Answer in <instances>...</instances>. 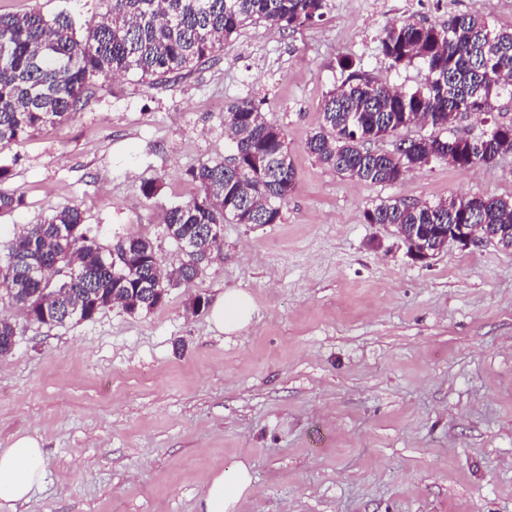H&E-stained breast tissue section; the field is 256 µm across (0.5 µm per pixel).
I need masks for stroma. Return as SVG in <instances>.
Instances as JSON below:
<instances>
[{
  "label": "stroma",
  "mask_w": 512,
  "mask_h": 512,
  "mask_svg": "<svg viewBox=\"0 0 512 512\" xmlns=\"http://www.w3.org/2000/svg\"><path fill=\"white\" fill-rule=\"evenodd\" d=\"M477 8L512 27V0H329L313 25H247L166 81L104 80L69 120L0 145L25 198L0 214V255L18 228L76 205L102 246L146 237L175 262L164 212L195 193L187 169L233 155L224 112L238 99L283 128L298 173L280 223L225 225L221 255L153 311L49 327L0 300L22 331L0 357V448L32 435L47 452L42 490L0 512H198L208 474L239 460L254 474L239 512H512V251L451 244L423 264L364 217L385 200L510 197L512 156L373 185L305 149L342 61L422 82L419 64L379 53L387 22ZM32 10L80 29L105 5L0 0L1 14ZM228 291L256 305L238 332L189 307Z\"/></svg>",
  "instance_id": "1"
}]
</instances>
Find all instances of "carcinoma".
Instances as JSON below:
<instances>
[{"label":"carcinoma","instance_id":"1","mask_svg":"<svg viewBox=\"0 0 512 512\" xmlns=\"http://www.w3.org/2000/svg\"><path fill=\"white\" fill-rule=\"evenodd\" d=\"M101 20L81 37L63 13L0 14V144L19 141L48 124L69 119L83 105L97 77L136 75L162 81L223 50L244 26L262 23L294 30L321 19L328 0H105ZM381 53L391 65L417 62L424 80L402 90L350 72L330 90L323 123L306 142L320 164L369 184H393L432 162L466 167L512 155V126L493 125L472 137L409 139L412 124L448 129L460 114L485 123L503 94L512 96V29L490 26L480 9L443 24L413 19L387 23ZM224 130L235 145L230 162H201L187 175L198 192L167 208L164 224L176 244L194 242L176 264L163 263L153 241L136 237L122 249L131 258L112 266V250L82 231L76 206L56 211L15 233L0 265V295L31 320L49 326L88 321L112 305L150 312L168 290L191 284L202 265L220 251L226 224H277L297 181L283 129L267 120L254 101L231 103ZM392 136L391 153L367 144ZM0 213L24 204L1 187ZM368 224H389L407 241L416 231L436 235L448 224H479L481 238L512 246V199L471 196L437 202L388 200L365 213ZM37 269L46 279L32 278ZM20 330L0 315V357L12 353Z\"/></svg>","mask_w":512,"mask_h":512}]
</instances>
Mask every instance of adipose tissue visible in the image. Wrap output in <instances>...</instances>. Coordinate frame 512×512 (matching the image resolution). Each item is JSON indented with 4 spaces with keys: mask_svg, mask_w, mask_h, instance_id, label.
I'll return each mask as SVG.
<instances>
[{
    "mask_svg": "<svg viewBox=\"0 0 512 512\" xmlns=\"http://www.w3.org/2000/svg\"><path fill=\"white\" fill-rule=\"evenodd\" d=\"M255 314L250 296L230 291L216 301L212 320L227 331L246 328ZM46 452L42 443L31 436L15 439L0 448V503L28 501L44 485ZM252 483L249 466L242 461L210 474L199 499V512H237Z\"/></svg>",
    "mask_w": 512,
    "mask_h": 512,
    "instance_id": "obj_1",
    "label": "adipose tissue"
}]
</instances>
